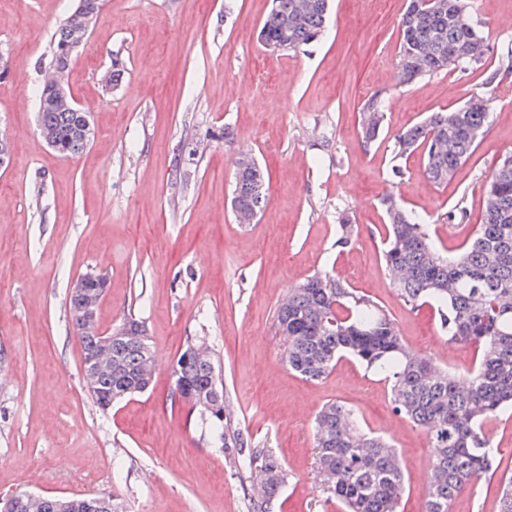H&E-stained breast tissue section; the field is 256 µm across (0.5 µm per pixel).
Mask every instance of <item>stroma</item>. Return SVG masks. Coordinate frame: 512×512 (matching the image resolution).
Returning <instances> with one entry per match:
<instances>
[{"instance_id":"35a3bbf8","label":"stroma","mask_w":512,"mask_h":512,"mask_svg":"<svg viewBox=\"0 0 512 512\" xmlns=\"http://www.w3.org/2000/svg\"><path fill=\"white\" fill-rule=\"evenodd\" d=\"M469 3L498 73L492 126L455 178L435 185L417 154L394 176L393 138L481 94L482 79L444 70L404 82L405 0H333L324 36L288 52L258 38L272 0H103L66 76L94 128L75 158L42 137L36 90L51 36L78 0H0V131L12 151L0 169V500L104 495L125 512H248L245 480L176 391L175 359L202 341L236 423L288 473L272 512H342L321 493L316 467L314 419L329 402L401 448L399 512H421L435 453L426 434L394 414L387 383L355 360L317 381L284 366L275 312L289 290L328 272L384 306L415 354L460 375L472 366L473 349L448 344L430 307L410 310L393 290L380 204L395 195L445 227L461 201L467 223H478L483 181L512 151V73L498 69L512 45V28L499 24L512 0ZM375 95L387 118L367 146L358 116ZM244 152L270 180L246 226L231 207ZM344 215L355 234L342 249ZM90 273L109 281L100 332L139 319L158 362L151 388L109 411L83 382L68 310L72 283Z\"/></svg>"}]
</instances>
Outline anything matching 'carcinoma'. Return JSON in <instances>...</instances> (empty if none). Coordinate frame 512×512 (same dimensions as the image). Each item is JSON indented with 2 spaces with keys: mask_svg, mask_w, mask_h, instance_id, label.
<instances>
[{
  "mask_svg": "<svg viewBox=\"0 0 512 512\" xmlns=\"http://www.w3.org/2000/svg\"><path fill=\"white\" fill-rule=\"evenodd\" d=\"M329 0H273L259 31L268 48L296 50L325 28ZM399 64L407 80L435 71L474 72L484 66L481 32L448 18V0H408L398 21ZM81 23L67 17L54 31L50 66L65 78L72 55L82 45ZM460 44L468 57L448 64V46ZM498 71L484 79V92L470 106L438 110L394 136L392 159L420 153L423 174L436 184L453 179L459 166L483 142L491 122ZM46 102L38 122L55 140V150L77 157L93 132L87 112L54 93L37 90ZM385 120L378 96L362 107L360 133L367 145L377 140ZM269 184L256 159L242 153L235 161L233 209L238 223H252L265 206ZM490 204L471 236L450 251L434 239L430 225L394 196L382 200L386 233L383 260L397 294L412 310L434 309L451 344L476 352L465 379L411 352L382 306L332 274H317L288 293L277 307L276 326L285 336L284 362L301 377H325L343 357L382 377L397 416L423 430L435 455L422 512H449L455 497L490 472L498 449L486 427L512 408V154L500 157L485 180ZM72 323L88 358L98 333L86 331L74 301ZM189 344L173 364L180 397L209 423L220 447L239 474L249 479V512H270L287 472L275 456L252 448L228 409L221 371L212 357L199 360ZM156 355L141 322L129 318L112 329V354L96 359L90 390L99 407L112 408L151 385ZM317 469L323 493L342 512H398L406 491L401 451L365 431L355 411L326 404L315 419ZM95 496L29 495L8 512H89ZM498 512H512V475L499 480Z\"/></svg>",
  "mask_w": 512,
  "mask_h": 512,
  "instance_id": "cac0c4a2",
  "label": "carcinoma"
}]
</instances>
